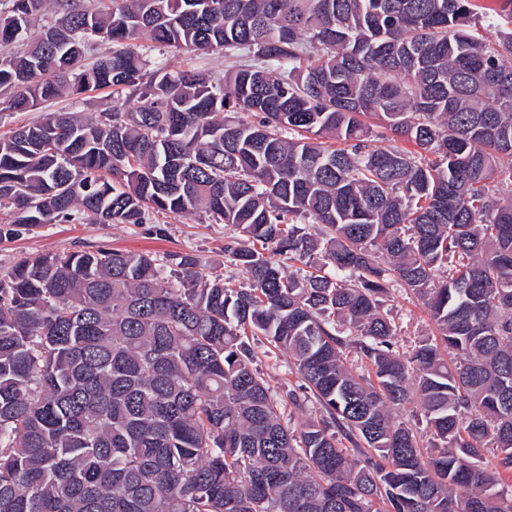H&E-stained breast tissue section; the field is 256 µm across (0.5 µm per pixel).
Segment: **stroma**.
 <instances>
[{
  "instance_id": "1",
  "label": "stroma",
  "mask_w": 512,
  "mask_h": 512,
  "mask_svg": "<svg viewBox=\"0 0 512 512\" xmlns=\"http://www.w3.org/2000/svg\"><path fill=\"white\" fill-rule=\"evenodd\" d=\"M112 94L107 90H91L80 95H66L52 104H44L28 112L0 118V133L10 128L40 121L47 112L98 113L110 109ZM167 227L163 237L131 224H47L10 242H0V269L8 268L21 252L55 253L63 250L89 251L105 246L130 252L161 255L173 251L199 255L212 271L224 276L235 275L236 269L224 256V237L228 230L220 224L205 223L199 215L165 216ZM396 326L397 349L410 352L415 342L433 335L434 326L422 301L393 286L383 305Z\"/></svg>"
}]
</instances>
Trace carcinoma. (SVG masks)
<instances>
[{
    "label": "carcinoma",
    "instance_id": "cac0c4a2",
    "mask_svg": "<svg viewBox=\"0 0 512 512\" xmlns=\"http://www.w3.org/2000/svg\"><path fill=\"white\" fill-rule=\"evenodd\" d=\"M9 2L0 115L116 102L0 135V241L203 213L243 280L107 247L1 271L0 512H512V0ZM393 282L438 331L407 356ZM153 58L162 59L169 71L188 68H203L209 70L218 79H224V72L230 68V63L225 60L224 53L213 52L197 57H182L159 54L157 50L151 52ZM110 108H112V92L107 90H91L75 96L65 95L55 100L51 105L43 104L32 111L3 116L0 120V133H5L13 127L40 121L47 112L98 113ZM257 352V367L261 376L266 378L269 383L276 388V390H288L299 384L296 375L288 368V358L279 355H266L264 351L267 350L266 344L257 341L254 345Z\"/></svg>",
    "mask_w": 512,
    "mask_h": 512
}]
</instances>
